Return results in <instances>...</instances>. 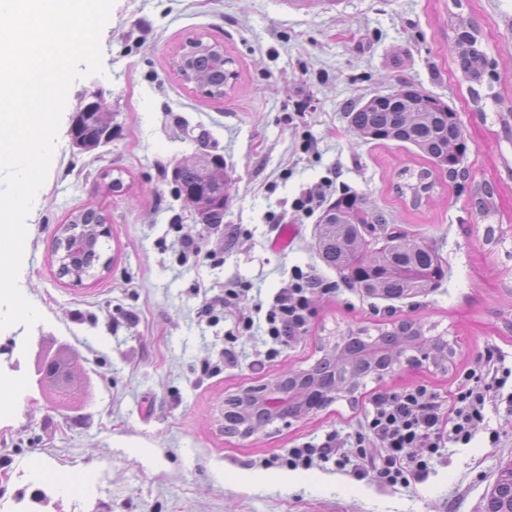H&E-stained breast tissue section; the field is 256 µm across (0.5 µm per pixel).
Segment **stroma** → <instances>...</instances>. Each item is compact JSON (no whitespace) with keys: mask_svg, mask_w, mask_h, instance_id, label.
<instances>
[{"mask_svg":"<svg viewBox=\"0 0 512 512\" xmlns=\"http://www.w3.org/2000/svg\"><path fill=\"white\" fill-rule=\"evenodd\" d=\"M470 19L495 66L493 89L512 102V0H115L100 35L104 74L69 87L52 164L27 218L19 275L43 319L0 331V382L13 386L0 409V512H481L499 472L512 464V414L488 410V429L466 446L442 448L428 478L388 487L356 479L328 462L309 471L262 467L265 458L349 436L375 392L424 384L450 409L452 393L486 348L512 366V258L486 243L487 224L512 225V140L492 99L474 103L450 52L457 17ZM223 43L239 73L224 98L204 97L171 68L190 38ZM411 84L459 112L468 141L460 170L439 174L428 204L406 205L397 173L423 165L408 143L369 141L349 126V103ZM102 93L110 142L75 148L69 130L85 95ZM218 154L231 176L219 230L198 223L176 192L174 169ZM122 169L123 193L107 192L106 170ZM330 183L331 197L365 195L395 228L430 243L447 267L424 295L385 300L346 286L318 257L319 215L292 208L307 188ZM494 186L498 209L473 212L472 189ZM96 208L112 236L102 278L73 286L59 277L52 249L72 212ZM295 225L287 250L272 248L277 223ZM200 240L223 257L182 260L179 240ZM316 276L308 326L263 369L250 366L261 334L236 333L287 287L293 269ZM245 294L219 322L200 321L204 299ZM411 318L437 325L457 342L455 366H403L368 382L356 401H337L301 421H278L248 438L217 429L224 396L272 379L318 356L329 333ZM236 365L201 375L230 344ZM49 348L73 360L79 392L35 382ZM501 433L498 445L489 429ZM91 477L83 495L57 491L51 476Z\"/></svg>","mask_w":512,"mask_h":512,"instance_id":"obj_1","label":"stroma"}]
</instances>
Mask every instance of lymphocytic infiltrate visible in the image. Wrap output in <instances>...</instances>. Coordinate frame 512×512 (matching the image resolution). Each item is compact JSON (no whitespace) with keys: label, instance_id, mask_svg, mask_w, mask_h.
I'll return each instance as SVG.
<instances>
[{"label":"lymphocytic infiltrate","instance_id":"obj_1","mask_svg":"<svg viewBox=\"0 0 512 512\" xmlns=\"http://www.w3.org/2000/svg\"><path fill=\"white\" fill-rule=\"evenodd\" d=\"M317 285L312 274L297 269L288 287L275 295L264 317L263 333L270 343L266 358L277 357L280 347L305 330ZM464 377L467 385L454 393L453 410L447 416L438 395L424 385L375 393L351 443L353 475L389 486L423 481L430 473L431 460L446 443H471L477 426L486 421L487 404L503 397L512 406V395L502 394L512 379V368L505 366L496 349H486L482 369L468 370ZM340 446L338 432L332 431L322 442H303L273 457L272 462L291 470H308L330 461ZM414 448L421 449V456H411Z\"/></svg>","mask_w":512,"mask_h":512}]
</instances>
